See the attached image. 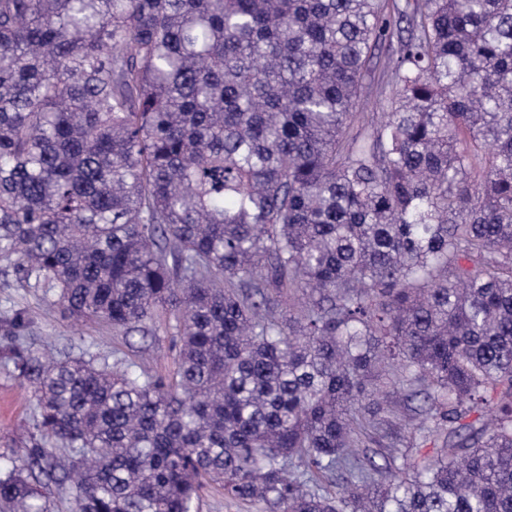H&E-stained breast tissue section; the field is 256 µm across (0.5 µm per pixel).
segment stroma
<instances>
[{"label": "stroma", "mask_w": 512, "mask_h": 512, "mask_svg": "<svg viewBox=\"0 0 512 512\" xmlns=\"http://www.w3.org/2000/svg\"><path fill=\"white\" fill-rule=\"evenodd\" d=\"M389 51L379 52L363 80V94L356 106L360 112L379 111L382 93L390 89ZM26 311L30 324L22 333L25 341L59 358L88 350L109 360H131L145 372L167 374L176 351L170 337L157 336L142 348H130L126 336L102 324H78L57 311L48 310L40 296L20 287L12 271L0 268V347L9 342L10 321L16 311ZM35 402L29 389L15 379L9 366L0 361V454H12L19 428L31 422Z\"/></svg>", "instance_id": "1"}]
</instances>
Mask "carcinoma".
<instances>
[{
  "label": "carcinoma",
  "mask_w": 512,
  "mask_h": 512,
  "mask_svg": "<svg viewBox=\"0 0 512 512\" xmlns=\"http://www.w3.org/2000/svg\"><path fill=\"white\" fill-rule=\"evenodd\" d=\"M1 266L178 351L9 347L0 512H512V0H0ZM387 50L379 52L371 61L363 80V94L356 106V112H377L380 110L379 99L382 92L391 88L389 57ZM10 371L11 365L0 361V454L5 455L17 449L19 427L32 421L35 408L30 390ZM262 507L258 503H241L225 499L223 491L217 485H208L194 501L192 512H262Z\"/></svg>",
  "instance_id": "1"
}]
</instances>
